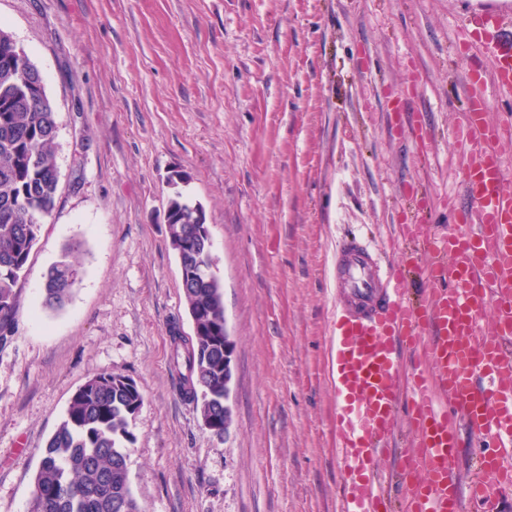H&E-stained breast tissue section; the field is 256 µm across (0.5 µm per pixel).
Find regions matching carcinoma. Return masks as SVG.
<instances>
[{
    "instance_id": "1",
    "label": "carcinoma",
    "mask_w": 512,
    "mask_h": 512,
    "mask_svg": "<svg viewBox=\"0 0 512 512\" xmlns=\"http://www.w3.org/2000/svg\"><path fill=\"white\" fill-rule=\"evenodd\" d=\"M18 45L0 29V347L16 333L18 282L25 277L42 220L55 208L56 111L43 80L22 86ZM169 241L182 271V292L194 334L172 336L181 395L202 425L224 436V294L206 274L205 216L178 193L169 201ZM76 268L61 261L44 276L42 304L62 307L76 285ZM144 394L111 372L89 378L73 394L66 416L48 440L34 476L30 512H140L128 483L129 419Z\"/></svg>"
}]
</instances>
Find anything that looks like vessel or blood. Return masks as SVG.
Listing matches in <instances>:
<instances>
[{
    "label": "vessel or blood",
    "mask_w": 512,
    "mask_h": 512,
    "mask_svg": "<svg viewBox=\"0 0 512 512\" xmlns=\"http://www.w3.org/2000/svg\"><path fill=\"white\" fill-rule=\"evenodd\" d=\"M501 91L512 94V56L487 48ZM463 142L464 206L447 233L416 235L431 261L414 265L422 293L388 268L361 235L342 239L332 264L336 319L329 349L336 394V456L345 473L338 512H462L463 499L491 506L512 490V193L502 188L500 148L512 120H487L489 101L469 93ZM494 311L493 329L481 316ZM413 414L398 421L402 397ZM493 442L464 480L458 426ZM403 435L391 510L379 457Z\"/></svg>",
    "instance_id": "vessel-or-blood-1"
}]
</instances>
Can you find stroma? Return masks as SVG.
<instances>
[{
	"label": "stroma",
	"mask_w": 512,
	"mask_h": 512,
	"mask_svg": "<svg viewBox=\"0 0 512 512\" xmlns=\"http://www.w3.org/2000/svg\"><path fill=\"white\" fill-rule=\"evenodd\" d=\"M0 28L44 77L60 178L0 350V512H29L48 439L102 372L145 396L141 512H336V240L363 231L397 269V225L447 229L471 75L490 122L512 113L484 52H512V0H0ZM178 192L203 207L235 347L221 437L170 361L172 330L193 332L165 221ZM65 256L80 280L43 307Z\"/></svg>",
	"instance_id": "stroma-1"
}]
</instances>
